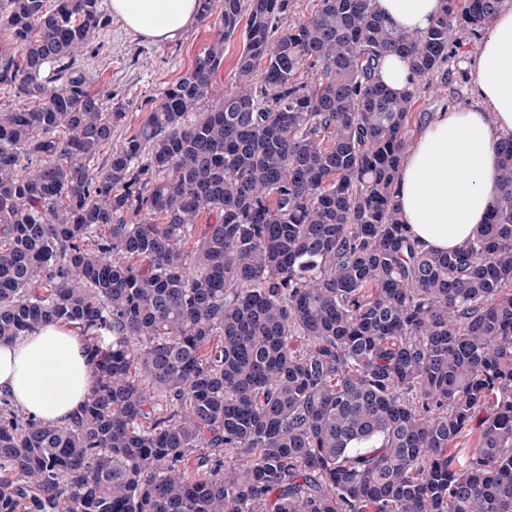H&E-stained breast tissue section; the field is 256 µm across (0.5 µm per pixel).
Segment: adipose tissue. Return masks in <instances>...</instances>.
<instances>
[{"mask_svg":"<svg viewBox=\"0 0 512 512\" xmlns=\"http://www.w3.org/2000/svg\"><path fill=\"white\" fill-rule=\"evenodd\" d=\"M114 17L148 41L174 39L196 23L198 0H109ZM393 26L422 31L443 0H374ZM476 79L470 108L434 113L404 152L396 199L423 250L450 251L474 239L486 220L499 173L498 144L512 134V10L489 24L471 57ZM83 336L49 323L0 343V397L29 418L71 424L91 390Z\"/></svg>","mask_w":512,"mask_h":512,"instance_id":"obj_1","label":"adipose tissue"}]
</instances>
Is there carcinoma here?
Listing matches in <instances>:
<instances>
[{
    "label": "carcinoma",
    "mask_w": 512,
    "mask_h": 512,
    "mask_svg": "<svg viewBox=\"0 0 512 512\" xmlns=\"http://www.w3.org/2000/svg\"><path fill=\"white\" fill-rule=\"evenodd\" d=\"M443 2L408 32L372 0L286 29L291 0H199L214 40L100 163L99 0H0L28 101L0 112V342L66 323L94 377L64 428L0 398V512H512V135L455 251L394 193L427 116L383 58L446 76L509 4ZM235 36L239 90L201 112ZM379 75L381 80L396 92L411 88L417 79L408 59L394 54H389L383 59Z\"/></svg>",
    "instance_id": "carcinoma-1"
}]
</instances>
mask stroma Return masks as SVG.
I'll list each match as a JSON object with an SVG mask.
<instances>
[{"instance_id":"obj_1","label":"stroma","mask_w":512,"mask_h":512,"mask_svg":"<svg viewBox=\"0 0 512 512\" xmlns=\"http://www.w3.org/2000/svg\"><path fill=\"white\" fill-rule=\"evenodd\" d=\"M215 35L214 24L199 21L177 38L156 45L126 32L116 20L95 34L93 42L100 50L83 59L91 87L111 93L113 105L124 108L123 116L112 128L113 144H121L137 131L163 88L190 68ZM484 37L481 31H458L456 49L447 65L448 80L433 76L416 84L421 110L437 112L474 104V79L468 60Z\"/></svg>"}]
</instances>
